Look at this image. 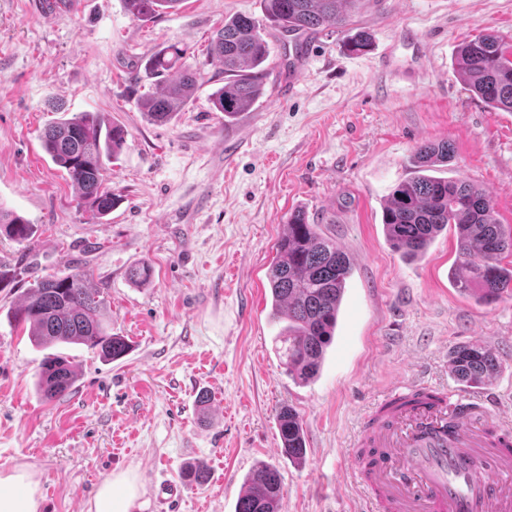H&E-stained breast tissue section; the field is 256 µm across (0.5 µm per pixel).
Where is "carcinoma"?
<instances>
[{"label":"carcinoma","instance_id":"carcinoma-1","mask_svg":"<svg viewBox=\"0 0 512 512\" xmlns=\"http://www.w3.org/2000/svg\"><path fill=\"white\" fill-rule=\"evenodd\" d=\"M128 13L149 20L176 9L182 0H124ZM265 23L288 35L316 32L339 25L361 0H263ZM364 30L350 36L344 48L353 53L369 49ZM211 55L223 67L224 86L212 94L213 108L232 119L250 110L263 94L268 71L269 46L264 23L238 14L224 19L213 34ZM186 50L171 44L145 57L150 76L168 75L159 91L146 95L141 107L156 123L169 122L193 96L198 74L184 62ZM457 72L469 91L494 110L512 112V44L490 31L465 39L457 49ZM125 143L122 128L103 127L98 114L82 112L61 117L44 132L42 144L52 162L63 168L77 191L79 205L98 216L112 212L116 195L105 185L106 163ZM452 158L446 141L424 142L414 152V176L400 181L390 192L382 215L387 242L405 259L423 256L437 236L453 226L457 261L451 280L462 293L481 304H491L512 292V267L502 265L512 255V229L498 222L490 197L466 179L448 180L432 175L434 168ZM36 233L24 217L0 208V236L24 242ZM351 273L348 255L324 237L319 225L295 210L275 244L268 270L271 310L287 324L278 334L280 357L300 384L313 382L333 343L346 281ZM89 274L76 267L64 275L38 278L9 316L29 326L32 341L41 347L84 344L105 360L123 357L129 344L111 333L100 290L89 283ZM499 356L481 345L457 348L451 372L466 385L493 381ZM76 381L69 360L58 354L41 363L37 387L46 402L59 400ZM282 453L303 460L305 433L296 411L283 405L276 414ZM283 498L281 473L261 464L245 478L235 512H280Z\"/></svg>","mask_w":512,"mask_h":512}]
</instances>
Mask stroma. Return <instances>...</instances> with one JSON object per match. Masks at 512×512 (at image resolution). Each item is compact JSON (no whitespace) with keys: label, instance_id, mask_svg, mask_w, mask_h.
I'll return each mask as SVG.
<instances>
[{"label":"stroma","instance_id":"obj_1","mask_svg":"<svg viewBox=\"0 0 512 512\" xmlns=\"http://www.w3.org/2000/svg\"><path fill=\"white\" fill-rule=\"evenodd\" d=\"M77 3L47 20L32 0H0V206L37 228L27 242L0 238V261L22 270L0 289V470L35 472L42 512H87L99 482L126 469L142 487L137 512H235L261 462L281 473V512H361L348 469L363 415L398 383L467 392L448 370L463 344L498 354L490 391L512 415V296L483 305L454 287L452 233L408 261L381 224L386 197L413 172L415 148L445 141L453 157L438 176L476 182L512 226V112L487 107L453 65L464 39L493 30L512 42V0H361L345 26L309 35L290 92L295 42L267 30L264 93L231 121L209 101L224 83L210 39L225 17H262V0H183L147 21L133 19L124 0ZM355 28L373 46L348 55L342 41ZM174 43L200 80L158 125L140 109L159 84L142 60ZM56 104L70 115L101 113L127 133L105 172L120 198L106 217L78 206L42 147ZM299 208L353 260L334 342L305 385L277 353L282 324L269 317L267 280ZM141 263L152 269L144 286L128 278ZM76 264L131 350L109 363L87 346H59L77 381L47 403L36 390L47 351L8 311L34 278ZM284 404L303 422L301 464L281 452ZM190 463L204 465L206 483L184 479ZM163 483L182 484V496L157 499Z\"/></svg>","mask_w":512,"mask_h":512}]
</instances>
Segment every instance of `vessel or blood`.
Returning a JSON list of instances; mask_svg holds the SVG:
<instances>
[{
  "label": "vessel or blood",
  "instance_id": "vessel-or-blood-1",
  "mask_svg": "<svg viewBox=\"0 0 512 512\" xmlns=\"http://www.w3.org/2000/svg\"><path fill=\"white\" fill-rule=\"evenodd\" d=\"M355 456L367 512H512V418L486 394L396 386Z\"/></svg>",
  "mask_w": 512,
  "mask_h": 512
}]
</instances>
